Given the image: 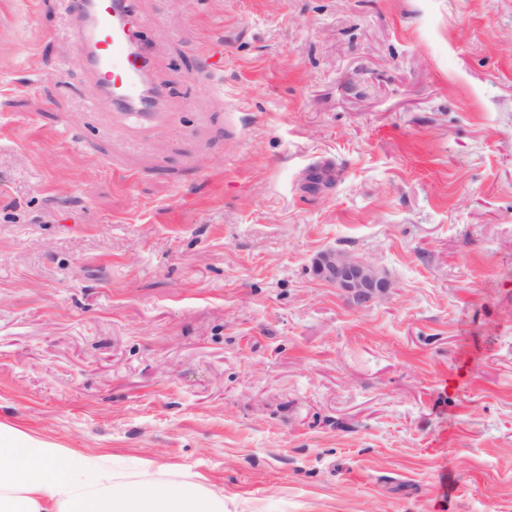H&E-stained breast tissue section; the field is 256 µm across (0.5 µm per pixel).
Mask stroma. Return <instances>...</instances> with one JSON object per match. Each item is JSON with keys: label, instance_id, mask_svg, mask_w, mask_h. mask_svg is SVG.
<instances>
[{"label": "stroma", "instance_id": "1", "mask_svg": "<svg viewBox=\"0 0 512 512\" xmlns=\"http://www.w3.org/2000/svg\"><path fill=\"white\" fill-rule=\"evenodd\" d=\"M137 6L153 128L0 0V421L227 512H512V0ZM319 278L339 289L362 309L385 296L392 282L373 262L338 249L322 251L315 260Z\"/></svg>", "mask_w": 512, "mask_h": 512}]
</instances>
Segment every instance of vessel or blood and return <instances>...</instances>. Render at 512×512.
I'll list each match as a JSON object with an SVG mask.
<instances>
[{
    "mask_svg": "<svg viewBox=\"0 0 512 512\" xmlns=\"http://www.w3.org/2000/svg\"><path fill=\"white\" fill-rule=\"evenodd\" d=\"M70 32L86 74L100 90V100L120 112H134L144 122L161 110L152 61L140 34L147 21L133 0H66Z\"/></svg>",
    "mask_w": 512,
    "mask_h": 512,
    "instance_id": "vessel-or-blood-1",
    "label": "vessel or blood"
}]
</instances>
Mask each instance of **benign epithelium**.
I'll use <instances>...</instances> for the list:
<instances>
[{
    "mask_svg": "<svg viewBox=\"0 0 512 512\" xmlns=\"http://www.w3.org/2000/svg\"><path fill=\"white\" fill-rule=\"evenodd\" d=\"M319 278L339 289L362 309L385 296L392 282L373 262L338 249L321 252L315 260Z\"/></svg>",
    "mask_w": 512,
    "mask_h": 512,
    "instance_id": "7a95c632",
    "label": "benign epithelium"
}]
</instances>
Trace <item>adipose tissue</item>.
I'll return each mask as SVG.
<instances>
[{
  "instance_id": "obj_1",
  "label": "adipose tissue",
  "mask_w": 512,
  "mask_h": 512,
  "mask_svg": "<svg viewBox=\"0 0 512 512\" xmlns=\"http://www.w3.org/2000/svg\"><path fill=\"white\" fill-rule=\"evenodd\" d=\"M53 444L0 422V512H224L221 496L201 486L121 481L100 458L61 464Z\"/></svg>"
}]
</instances>
